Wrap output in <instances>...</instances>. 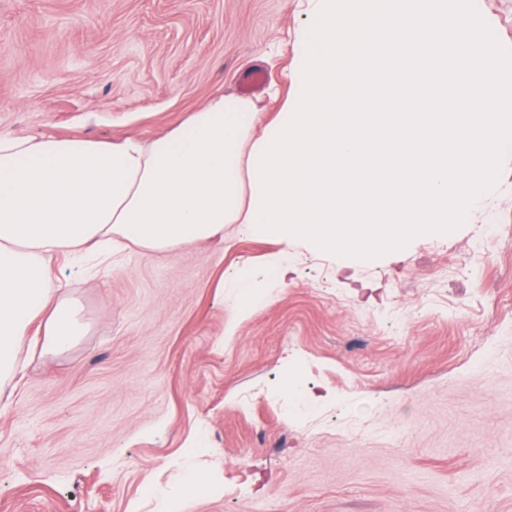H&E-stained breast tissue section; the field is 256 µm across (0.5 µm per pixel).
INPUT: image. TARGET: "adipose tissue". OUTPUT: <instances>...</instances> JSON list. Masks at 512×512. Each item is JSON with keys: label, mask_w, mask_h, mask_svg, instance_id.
I'll list each match as a JSON object with an SVG mask.
<instances>
[{"label": "adipose tissue", "mask_w": 512, "mask_h": 512, "mask_svg": "<svg viewBox=\"0 0 512 512\" xmlns=\"http://www.w3.org/2000/svg\"><path fill=\"white\" fill-rule=\"evenodd\" d=\"M446 12L445 0L337 5L303 111L260 137L256 103L232 94L149 141L0 135V379L18 372L30 327L52 354L84 333L77 304L54 298L47 255L170 252L244 224L372 259L471 220L512 94L489 98L492 62ZM377 28L388 36L386 89L364 91L328 64L337 43Z\"/></svg>", "instance_id": "obj_1"}]
</instances>
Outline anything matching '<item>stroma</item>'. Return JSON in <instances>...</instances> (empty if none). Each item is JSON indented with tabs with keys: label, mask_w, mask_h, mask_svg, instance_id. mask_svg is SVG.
<instances>
[{
	"label": "stroma",
	"mask_w": 512,
	"mask_h": 512,
	"mask_svg": "<svg viewBox=\"0 0 512 512\" xmlns=\"http://www.w3.org/2000/svg\"><path fill=\"white\" fill-rule=\"evenodd\" d=\"M336 2L0 0V134L149 140L254 69L284 122ZM474 24L512 72V0ZM508 227L512 147L472 221L372 261L238 224L91 280L51 257L85 333L0 389V512H512Z\"/></svg>",
	"instance_id": "stroma-1"
}]
</instances>
